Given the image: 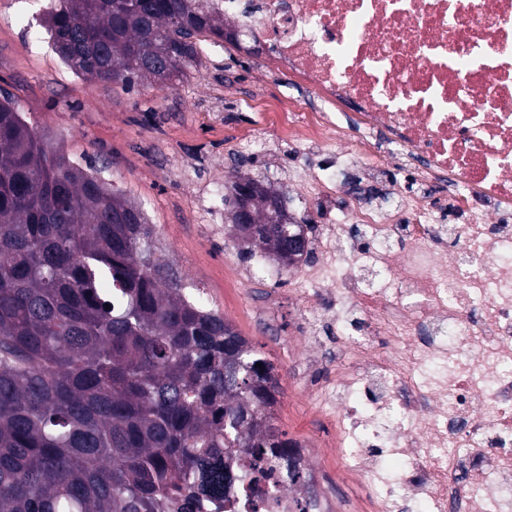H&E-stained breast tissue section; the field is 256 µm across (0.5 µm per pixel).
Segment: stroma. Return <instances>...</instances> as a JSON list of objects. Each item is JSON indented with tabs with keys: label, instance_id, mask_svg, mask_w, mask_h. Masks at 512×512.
Segmentation results:
<instances>
[{
	"label": "stroma",
	"instance_id": "35a3bbf8",
	"mask_svg": "<svg viewBox=\"0 0 512 512\" xmlns=\"http://www.w3.org/2000/svg\"><path fill=\"white\" fill-rule=\"evenodd\" d=\"M46 0H0V93L12 95L20 111L50 145L82 164L100 169L154 224L158 246L168 255L181 283L198 288L212 307L250 343L263 351L278 377L274 424L290 438L316 429L298 368L306 349L294 332L296 308L281 302L271 334L255 320L263 298L260 285L235 282L230 263L246 264L260 252L251 249L230 226L205 235L204 218L193 204L194 188L183 165L201 180L227 179L239 171L271 184L284 195L296 223L317 235L311 211L295 201L287 178L302 156L287 140L272 136L265 153L228 158L226 144L252 127L260 113L273 112L282 94L304 112L315 102L297 78L263 66L247 46L211 39L200 64L167 87L127 89L75 76L52 50L39 18Z\"/></svg>",
	"mask_w": 512,
	"mask_h": 512
}]
</instances>
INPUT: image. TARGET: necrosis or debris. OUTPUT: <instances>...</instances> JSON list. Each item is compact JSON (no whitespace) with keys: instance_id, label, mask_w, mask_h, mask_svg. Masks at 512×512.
Listing matches in <instances>:
<instances>
[{"instance_id":"obj_1","label":"necrosis or debris","mask_w":512,"mask_h":512,"mask_svg":"<svg viewBox=\"0 0 512 512\" xmlns=\"http://www.w3.org/2000/svg\"><path fill=\"white\" fill-rule=\"evenodd\" d=\"M325 112L281 99V137L372 171L398 166L396 202L325 226L294 283L302 334L334 312L336 380L310 384L318 445L263 474L238 460L212 512H323L336 463L349 512H512V0H220ZM358 110L336 121L338 103ZM316 163L308 197L337 173Z\"/></svg>"}]
</instances>
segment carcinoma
Segmentation results:
<instances>
[{"instance_id": "carcinoma-1", "label": "carcinoma", "mask_w": 512, "mask_h": 512, "mask_svg": "<svg viewBox=\"0 0 512 512\" xmlns=\"http://www.w3.org/2000/svg\"><path fill=\"white\" fill-rule=\"evenodd\" d=\"M40 22L76 76L169 84L199 37L224 38L201 0H50ZM261 183L249 245L291 267ZM263 366L258 368L256 363ZM274 365L186 292L154 225L122 190L53 149L0 95V512H203L229 498L233 460L288 458L271 423Z\"/></svg>"}]
</instances>
